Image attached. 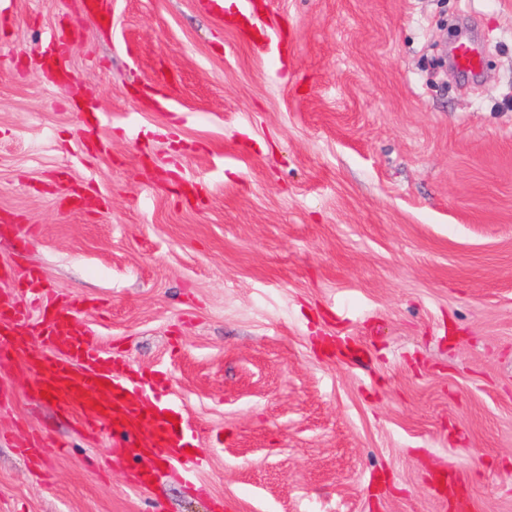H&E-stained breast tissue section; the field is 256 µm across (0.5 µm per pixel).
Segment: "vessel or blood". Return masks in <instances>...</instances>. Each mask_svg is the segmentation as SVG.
<instances>
[{
	"instance_id": "1",
	"label": "vessel or blood",
	"mask_w": 512,
	"mask_h": 512,
	"mask_svg": "<svg viewBox=\"0 0 512 512\" xmlns=\"http://www.w3.org/2000/svg\"><path fill=\"white\" fill-rule=\"evenodd\" d=\"M66 32H54L44 54L59 71L67 69ZM458 68L465 72L479 65L478 45L472 41L455 50ZM29 311L12 295L0 293V360H21L33 375L34 391H45L67 407L90 418L112 434L114 450H135L141 479H151L155 461L167 457L173 477L186 480L208 465V459L192 453L196 439L192 427L172 422L176 408L155 398L149 378L120 372L106 355L98 337L76 319L72 306L53 304L44 308L36 326L26 320ZM41 336L47 347L32 348L33 336Z\"/></svg>"
}]
</instances>
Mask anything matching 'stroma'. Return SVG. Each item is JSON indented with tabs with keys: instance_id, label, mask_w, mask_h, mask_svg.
Returning <instances> with one entry per match:
<instances>
[{
	"instance_id": "stroma-1",
	"label": "stroma",
	"mask_w": 512,
	"mask_h": 512,
	"mask_svg": "<svg viewBox=\"0 0 512 512\" xmlns=\"http://www.w3.org/2000/svg\"><path fill=\"white\" fill-rule=\"evenodd\" d=\"M105 2L0 0V290L160 370L210 467L138 487L15 362L0 512H512V0ZM69 38L64 31L54 32L51 39L44 45L43 55L53 59L57 63V67L63 76L67 71V48ZM455 61L458 68L465 72H472L479 66L478 44L465 41L455 50Z\"/></svg>"
}]
</instances>
